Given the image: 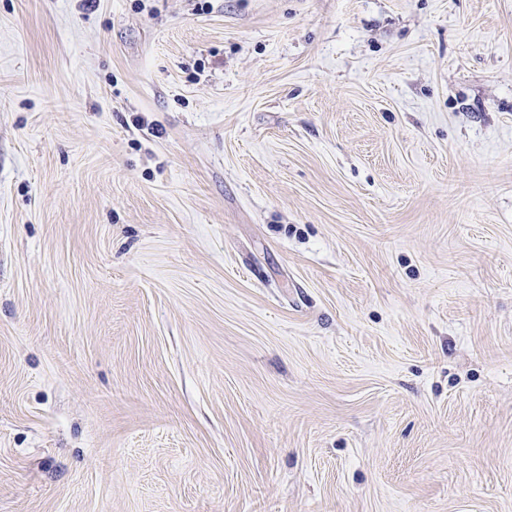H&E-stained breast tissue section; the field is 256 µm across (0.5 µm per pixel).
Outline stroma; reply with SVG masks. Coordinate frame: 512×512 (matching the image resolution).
<instances>
[{"label": "stroma", "mask_w": 512, "mask_h": 512, "mask_svg": "<svg viewBox=\"0 0 512 512\" xmlns=\"http://www.w3.org/2000/svg\"><path fill=\"white\" fill-rule=\"evenodd\" d=\"M0 0V512H512V0Z\"/></svg>", "instance_id": "obj_1"}]
</instances>
